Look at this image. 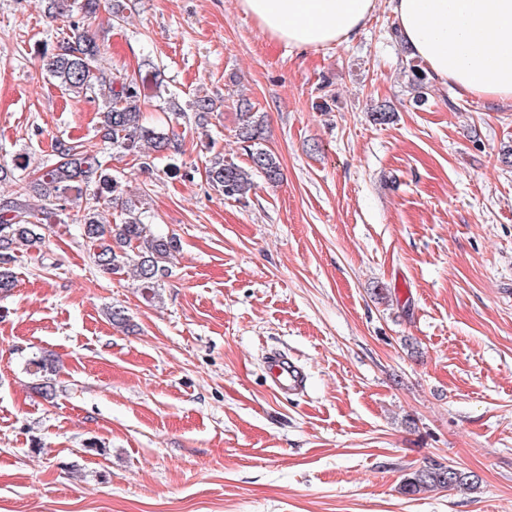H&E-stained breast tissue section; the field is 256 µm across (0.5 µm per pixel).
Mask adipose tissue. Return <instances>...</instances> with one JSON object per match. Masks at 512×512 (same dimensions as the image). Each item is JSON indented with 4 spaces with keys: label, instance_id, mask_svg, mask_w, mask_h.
<instances>
[{
    "label": "adipose tissue",
    "instance_id": "obj_1",
    "mask_svg": "<svg viewBox=\"0 0 512 512\" xmlns=\"http://www.w3.org/2000/svg\"><path fill=\"white\" fill-rule=\"evenodd\" d=\"M400 35L437 81L512 100V0H392ZM270 38L317 50L353 38L376 0H238Z\"/></svg>",
    "mask_w": 512,
    "mask_h": 512
}]
</instances>
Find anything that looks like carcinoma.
Here are the masks:
<instances>
[{"label":"carcinoma","mask_w":512,"mask_h":512,"mask_svg":"<svg viewBox=\"0 0 512 512\" xmlns=\"http://www.w3.org/2000/svg\"><path fill=\"white\" fill-rule=\"evenodd\" d=\"M100 0H49L55 18L65 23L70 34L62 37L55 52L43 57V66L59 87L77 95L100 98L104 105L99 112V132L112 147L139 154L144 147L154 152H178V140L143 121L140 100L145 91L158 83L160 72L148 67L131 79H112L97 66L100 46L95 34L70 21L74 10L92 15ZM263 135V117L255 112L240 113L238 136L247 144L249 164L246 167L215 156L208 169L212 184L226 198H240L255 186L254 177L262 176L270 183L279 180L280 165L270 151L259 146ZM54 161L41 168L37 180L23 184L24 192L38 193L42 204L37 214L28 212L17 201L0 203V293L15 287V278L5 268L21 245L43 242L42 230L61 223L66 206L83 209L72 221L79 225L83 239L94 247V263L103 272L122 275L133 271L138 287L152 300L157 288L170 271V264L179 250L177 237L154 231L146 221L145 211L137 199L120 202L121 223L107 224L99 206L114 204L117 181L103 173L98 150L83 141L58 139L53 147ZM32 375L40 378L38 393L51 403L56 398L52 376L57 372L55 358L50 354L35 356L27 363ZM480 479L472 471L436 460L407 474L401 486L406 495L437 490L479 489Z\"/></svg>","instance_id":"obj_1"}]
</instances>
